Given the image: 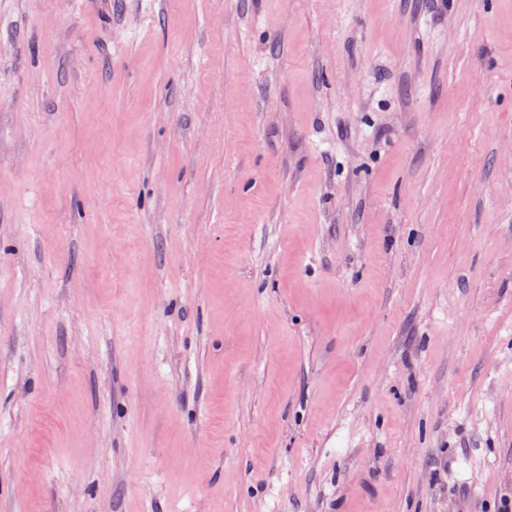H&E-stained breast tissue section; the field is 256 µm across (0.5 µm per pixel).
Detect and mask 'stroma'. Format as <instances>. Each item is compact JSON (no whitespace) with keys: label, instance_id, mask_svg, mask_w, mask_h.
Masks as SVG:
<instances>
[{"label":"stroma","instance_id":"35a3bbf8","mask_svg":"<svg viewBox=\"0 0 512 512\" xmlns=\"http://www.w3.org/2000/svg\"><path fill=\"white\" fill-rule=\"evenodd\" d=\"M512 0H0V512H499Z\"/></svg>","mask_w":512,"mask_h":512}]
</instances>
